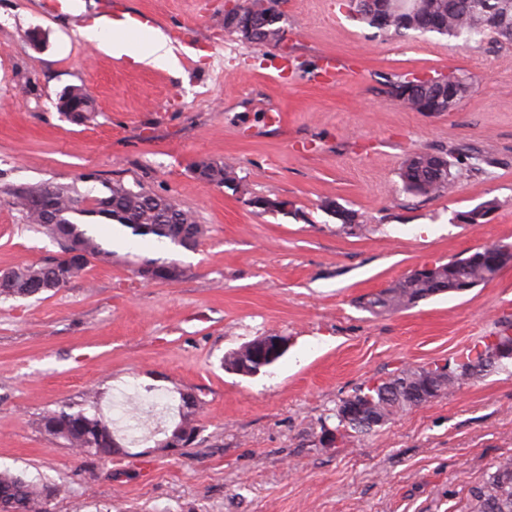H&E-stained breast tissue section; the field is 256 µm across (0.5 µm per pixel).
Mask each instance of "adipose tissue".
<instances>
[{"label":"adipose tissue","mask_w":512,"mask_h":512,"mask_svg":"<svg viewBox=\"0 0 512 512\" xmlns=\"http://www.w3.org/2000/svg\"><path fill=\"white\" fill-rule=\"evenodd\" d=\"M78 40L108 49L115 54L129 57L133 63L158 69L170 68L175 58L166 38L157 31L147 34L142 40H124L121 29H108L100 20L76 28Z\"/></svg>","instance_id":"1"}]
</instances>
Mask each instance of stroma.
<instances>
[{"mask_svg": "<svg viewBox=\"0 0 512 512\" xmlns=\"http://www.w3.org/2000/svg\"><path fill=\"white\" fill-rule=\"evenodd\" d=\"M148 12L179 68L135 66L81 43L41 0H0V272L58 254L8 194L19 184L104 180L170 196L208 232L196 250L96 226L111 264L44 299L0 302V468L50 486L47 512H465L498 460L512 457V373H492L392 417L368 435L330 441V413L403 367L455 364L512 323V267L458 295L373 314L360 297L423 264L512 245V47L452 38L388 39L343 0H283L279 47L224 31L226 0H123ZM40 30L41 47L27 35ZM473 76L451 112H415L387 77ZM79 86L97 112L71 122L56 107ZM469 149L452 188L404 193L409 155ZM232 168L237 189L201 181L200 161ZM96 174L93 182L83 181ZM287 213L248 205L252 196ZM333 198L362 215L350 235L321 210ZM478 227L456 213L488 199ZM174 259L177 282L146 283L135 257ZM277 334L287 353L252 376L224 358ZM153 387L168 404L202 400L194 445L127 441L91 458L50 440L46 410L100 392Z\"/></svg>", "mask_w": 512, "mask_h": 512, "instance_id": "stroma-1", "label": "stroma"}]
</instances>
